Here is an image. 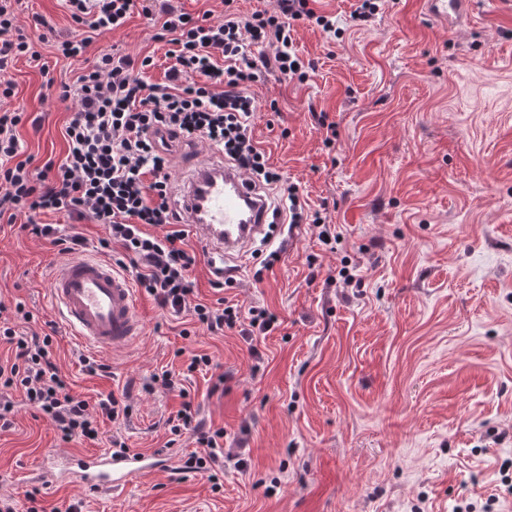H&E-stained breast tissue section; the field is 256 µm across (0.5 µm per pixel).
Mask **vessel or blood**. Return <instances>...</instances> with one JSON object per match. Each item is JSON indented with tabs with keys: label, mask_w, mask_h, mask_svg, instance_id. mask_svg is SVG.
<instances>
[{
	"label": "vessel or blood",
	"mask_w": 512,
	"mask_h": 512,
	"mask_svg": "<svg viewBox=\"0 0 512 512\" xmlns=\"http://www.w3.org/2000/svg\"><path fill=\"white\" fill-rule=\"evenodd\" d=\"M428 16L441 26L471 23L475 0H425ZM184 221L195 225L206 251L244 253L264 234L269 200L245 175L211 156L194 165L180 188ZM50 296L75 339L93 349L110 351L144 333L131 279L92 258L58 262L52 269ZM174 458L142 450H104L93 454L43 457L32 478L63 487L79 484L93 490L124 489L144 477L173 469Z\"/></svg>",
	"instance_id": "vessel-or-blood-1"
}]
</instances>
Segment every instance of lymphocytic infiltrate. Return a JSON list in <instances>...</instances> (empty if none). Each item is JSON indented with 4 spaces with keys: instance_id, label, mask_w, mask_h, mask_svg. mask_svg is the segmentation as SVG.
<instances>
[{
    "instance_id": "lymphocytic-infiltrate-1",
    "label": "lymphocytic infiltrate",
    "mask_w": 512,
    "mask_h": 512,
    "mask_svg": "<svg viewBox=\"0 0 512 512\" xmlns=\"http://www.w3.org/2000/svg\"><path fill=\"white\" fill-rule=\"evenodd\" d=\"M78 30L57 44L66 57L83 54L89 32H109L130 17L134 0H67ZM311 0H276L274 11L257 10L241 15L234 0H224V18L214 22L163 4L160 13L143 7L147 20L158 21V37L170 40L175 63L164 84H147L143 75L151 57L133 59L104 53L94 57L77 78L75 87H63L61 101L73 113L65 127L68 149L61 160H47L33 173L29 160L18 157L14 130L22 113L7 110L15 94L10 69L15 59L39 58L36 43L17 27L12 0H0V218L17 214L68 211L74 222L92 220L105 235L102 253L120 247L129 260L136 281L163 309L187 314L194 326L217 335L238 330L249 345L257 347L277 318L267 310L193 302L190 273L197 263L194 250L186 248V229L174 206L169 187L170 154L157 136L194 145L207 142L225 159L258 183L279 191L281 205L274 219L289 226L319 227L329 238L327 217L310 209L297 185H287L272 169L265 152L252 137L251 125L262 107L250 88L264 69H275L284 79L304 81L307 66L297 54L292 24L307 21L332 33L334 16L316 12ZM222 60H215V53ZM51 335L21 336L13 327L0 325V347L11 351L0 362V422L7 421L14 403L11 392H22L26 401L49 417L63 439H95L97 420L128 416L130 405L114 394L89 406L73 395L51 357ZM163 387L178 393L179 410L168 418L171 435L191 432L197 444L184 462L188 472L216 480L221 459L246 468L247 461L224 446V431L204 429L180 376L170 371L153 374L146 391Z\"/></svg>"
}]
</instances>
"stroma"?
Segmentation results:
<instances>
[{"label":"stroma","instance_id":"35a3bbf8","mask_svg":"<svg viewBox=\"0 0 512 512\" xmlns=\"http://www.w3.org/2000/svg\"><path fill=\"white\" fill-rule=\"evenodd\" d=\"M354 0H317L336 18L334 38L296 24L306 82L263 73L251 91L276 111L252 127L270 166L312 205H327L340 234L279 225L280 260L255 282L258 259L235 265V287L216 289L211 256L198 250L199 300L268 309L277 327L254 361L238 331L183 336L188 317L139 293L143 336L108 352L75 341L53 307L49 278L63 256L23 231L28 213L0 232V303L23 304L20 334L53 333V357L72 393L88 402L126 395L128 419L104 420L97 440H62L45 415L17 402L0 428V499L38 490L46 512H512V0H478L471 24L432 22L422 0H378L364 24ZM19 26L46 23L39 59L20 58L7 107L40 117L19 126V159L40 172L64 155L70 119L57 99L85 58L117 52L152 57L147 83L163 82L175 58L140 11L121 28L95 33L84 57L55 49L74 25L66 0H19ZM328 113L326 146L313 119ZM73 226L67 211L34 218ZM348 268L358 286L344 285ZM209 354L218 370L186 388L205 426L243 445L247 470L224 466L217 481L182 471L190 435L172 438L167 419L180 400L145 392L152 374L180 369L184 354ZM94 358L109 375L91 376ZM225 383H218L219 374ZM127 447L168 450L177 467L124 490L36 484L42 457Z\"/></svg>","mask_w":512,"mask_h":512}]
</instances>
